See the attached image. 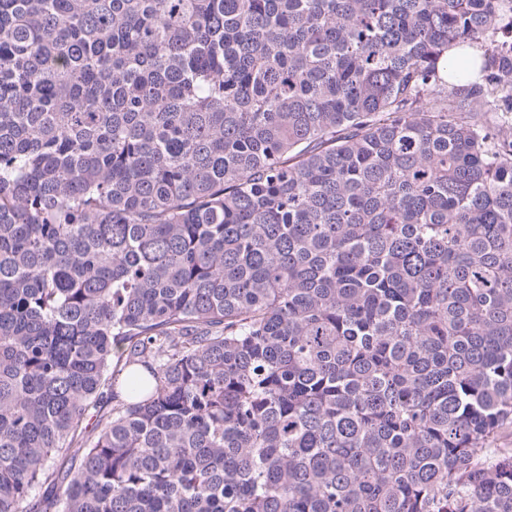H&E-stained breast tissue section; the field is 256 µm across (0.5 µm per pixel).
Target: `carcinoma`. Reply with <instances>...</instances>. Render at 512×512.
Here are the masks:
<instances>
[{
  "label": "carcinoma",
  "mask_w": 512,
  "mask_h": 512,
  "mask_svg": "<svg viewBox=\"0 0 512 512\" xmlns=\"http://www.w3.org/2000/svg\"><path fill=\"white\" fill-rule=\"evenodd\" d=\"M507 433L512 0H0V512H512Z\"/></svg>",
  "instance_id": "1"
}]
</instances>
